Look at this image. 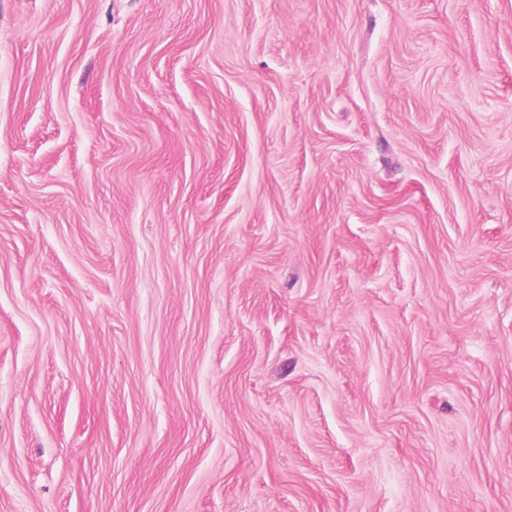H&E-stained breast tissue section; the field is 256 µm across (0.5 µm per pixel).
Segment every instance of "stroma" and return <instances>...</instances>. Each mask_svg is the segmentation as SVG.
<instances>
[{
  "instance_id": "1",
  "label": "stroma",
  "mask_w": 512,
  "mask_h": 512,
  "mask_svg": "<svg viewBox=\"0 0 512 512\" xmlns=\"http://www.w3.org/2000/svg\"><path fill=\"white\" fill-rule=\"evenodd\" d=\"M0 512H512V0H0Z\"/></svg>"
}]
</instances>
